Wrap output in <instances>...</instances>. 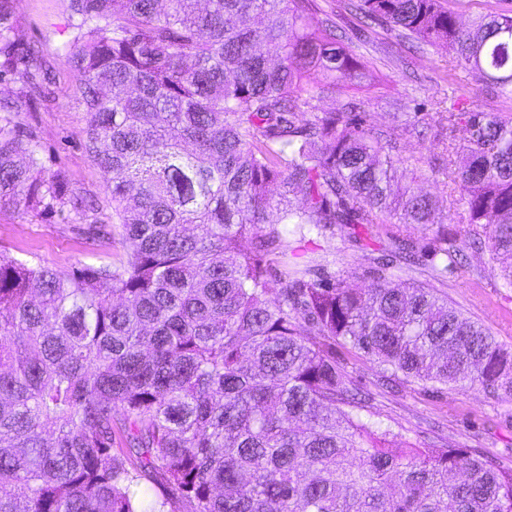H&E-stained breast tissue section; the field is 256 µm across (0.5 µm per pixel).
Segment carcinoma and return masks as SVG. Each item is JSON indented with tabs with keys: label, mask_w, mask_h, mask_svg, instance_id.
<instances>
[{
	"label": "carcinoma",
	"mask_w": 512,
	"mask_h": 512,
	"mask_svg": "<svg viewBox=\"0 0 512 512\" xmlns=\"http://www.w3.org/2000/svg\"><path fill=\"white\" fill-rule=\"evenodd\" d=\"M0 0V209L86 212L17 121L43 63ZM447 0H358L359 18L449 51L475 90L512 100V10L467 28ZM61 56L112 201L118 263L60 272L0 251V512H512V468L474 448L408 445L365 421L341 344L389 378L474 385L512 401V349L428 283L454 249L417 246L438 200L385 131L324 94L375 80L315 0H69ZM466 160L461 223L512 288V116L437 111ZM403 181L398 197L391 183ZM303 196L292 199L289 187ZM293 234L391 224L367 288L316 276ZM250 238L252 247L240 248ZM123 447L117 448V441ZM151 483L144 502L132 488Z\"/></svg>",
	"instance_id": "1"
}]
</instances>
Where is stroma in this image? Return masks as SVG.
I'll use <instances>...</instances> for the list:
<instances>
[{"label": "stroma", "instance_id": "1", "mask_svg": "<svg viewBox=\"0 0 512 512\" xmlns=\"http://www.w3.org/2000/svg\"><path fill=\"white\" fill-rule=\"evenodd\" d=\"M16 37L39 50L51 73L44 97L18 119L31 133L45 168L64 172L72 187L95 200L96 207L83 220L65 213L1 210L0 249L11 257L65 272L81 265L115 263L125 254L122 244L87 233L88 223L111 224L112 202L104 193L101 171L84 147L88 116L75 94V77L58 54L73 38L68 0H21ZM359 46L379 79L356 90L355 97L364 101L375 124H390L400 105L423 102L512 113V101H503L493 90L468 94L449 84L451 53L428 46L400 53L396 32L379 26L369 29ZM441 150L435 130L423 126L400 138L398 156L405 166L418 170L419 188L437 196L440 206L447 208L445 223L452 228L458 217L447 204L454 187L429 166L433 154ZM390 231L387 224L357 230L331 226L322 233H310L308 249L328 273L365 287L382 262ZM457 244L463 249V268L436 282L437 292L466 317L490 329L501 343L512 346V288L498 276L488 248L469 247L462 238ZM335 357L364 400V417L408 442L474 448L500 466L512 467V401L493 398L476 387L394 383L377 364L343 346L336 348Z\"/></svg>", "mask_w": 512, "mask_h": 512}]
</instances>
